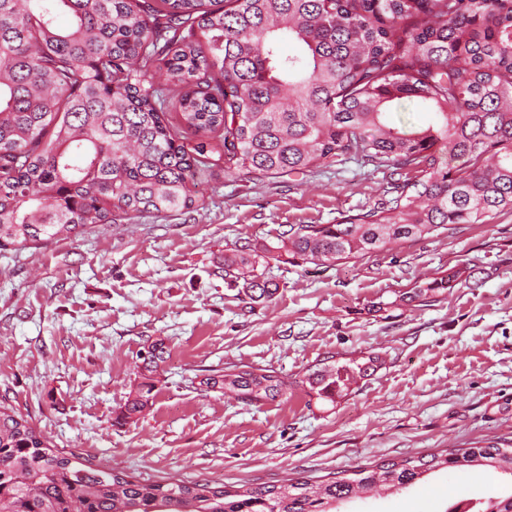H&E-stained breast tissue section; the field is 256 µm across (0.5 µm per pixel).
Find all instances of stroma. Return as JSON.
<instances>
[{"instance_id": "stroma-1", "label": "stroma", "mask_w": 512, "mask_h": 512, "mask_svg": "<svg viewBox=\"0 0 512 512\" xmlns=\"http://www.w3.org/2000/svg\"><path fill=\"white\" fill-rule=\"evenodd\" d=\"M413 171L345 159L304 174L213 168L197 209L93 224L0 251V401L67 455L140 479L264 486L512 437V213L330 266L272 263L279 290L250 303L218 272L243 239L338 224L392 206ZM454 288L399 293L440 272ZM165 338L152 405L117 425L138 355ZM382 364L336 403L303 389L262 405L201 386L230 366L301 377L327 356ZM472 469L437 472L347 512H446L492 494ZM456 280L455 272H448V274L441 275L433 278L431 281H426L422 284L411 288L399 295V301L404 305H412L414 302H423L435 295H438L440 291L447 290L448 286Z\"/></svg>"}]
</instances>
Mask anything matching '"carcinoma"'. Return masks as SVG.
<instances>
[{"instance_id": "obj_1", "label": "carcinoma", "mask_w": 512, "mask_h": 512, "mask_svg": "<svg viewBox=\"0 0 512 512\" xmlns=\"http://www.w3.org/2000/svg\"><path fill=\"white\" fill-rule=\"evenodd\" d=\"M406 103L425 126L392 123ZM216 137L240 172L288 175L345 157L415 171L387 210L292 225L276 246L247 239L224 255V282L253 302L278 289L272 260L326 266L512 212V0H0V249L110 224L115 210L198 207L192 186L213 166ZM455 280L435 277L399 301ZM166 354L162 339L140 351L142 381L117 420L152 404ZM380 365L331 355L294 381L251 368L200 384L248 405L299 386L334 403ZM468 468L512 478V440L269 486L141 480L65 455L0 403V512H339ZM475 512H512V487Z\"/></svg>"}]
</instances>
